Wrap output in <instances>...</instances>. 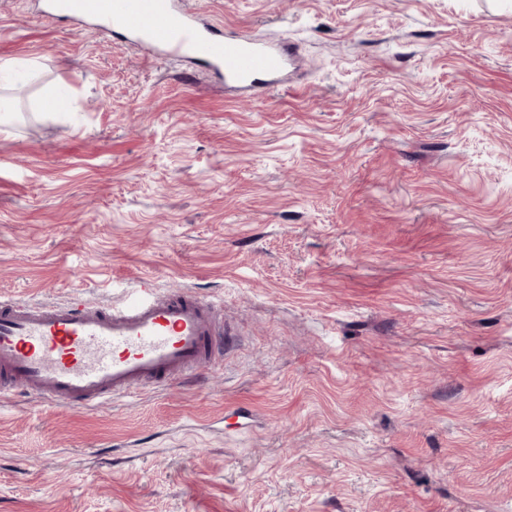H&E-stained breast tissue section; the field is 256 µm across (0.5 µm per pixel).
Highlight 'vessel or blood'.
<instances>
[{
	"instance_id": "vessel-or-blood-1",
	"label": "vessel or blood",
	"mask_w": 512,
	"mask_h": 512,
	"mask_svg": "<svg viewBox=\"0 0 512 512\" xmlns=\"http://www.w3.org/2000/svg\"><path fill=\"white\" fill-rule=\"evenodd\" d=\"M47 19H92L151 53L188 55L232 87L262 93L295 52L202 24L180 0H49ZM223 310L142 284L121 306L0 300V394L89 406L198 377L224 354Z\"/></svg>"
}]
</instances>
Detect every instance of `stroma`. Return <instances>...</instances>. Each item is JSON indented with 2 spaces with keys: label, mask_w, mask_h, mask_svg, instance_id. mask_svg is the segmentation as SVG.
<instances>
[{
  "label": "stroma",
  "mask_w": 512,
  "mask_h": 512,
  "mask_svg": "<svg viewBox=\"0 0 512 512\" xmlns=\"http://www.w3.org/2000/svg\"><path fill=\"white\" fill-rule=\"evenodd\" d=\"M42 2L0 0V299L191 289L228 341L0 403V512H512V0H186L294 46L255 101Z\"/></svg>",
  "instance_id": "35a3bbf8"
}]
</instances>
